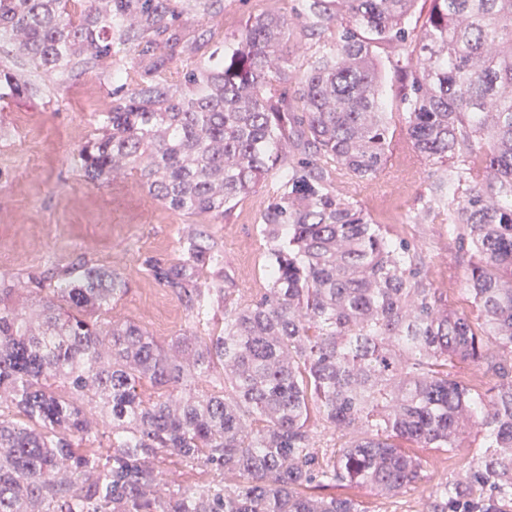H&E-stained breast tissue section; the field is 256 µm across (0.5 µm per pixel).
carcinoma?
Segmentation results:
<instances>
[{
	"label": "carcinoma",
	"instance_id": "obj_1",
	"mask_svg": "<svg viewBox=\"0 0 512 512\" xmlns=\"http://www.w3.org/2000/svg\"><path fill=\"white\" fill-rule=\"evenodd\" d=\"M218 0H0V42L39 77L112 68V106L78 150L87 181L135 177L165 207L222 217L252 192L295 141L302 158L262 216L265 291L224 300L218 335L164 345L129 321L103 318L128 282L79 262L63 284L0 276V512H364L340 484L376 495L421 480L404 448L467 449L466 474L438 485L427 512H512V0H304L307 36L330 35L307 60L293 98L288 18H250L219 58L181 38L182 13ZM413 49L394 67L406 135L421 157L452 162L423 211L445 216L469 257L472 312L448 307L418 249L389 236L331 190L343 171L371 181L389 124L374 48ZM34 84L0 67V100ZM218 262L199 233L153 277L204 313L199 280ZM471 363L497 379L487 394L458 380ZM219 371L220 390L185 392ZM62 380L65 398L53 389ZM147 382L161 390L144 397ZM343 440L325 458L310 408ZM108 421L106 453L80 452ZM180 456L215 479L156 495L148 460ZM237 475L229 484L226 474Z\"/></svg>",
	"mask_w": 512,
	"mask_h": 512
}]
</instances>
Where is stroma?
Segmentation results:
<instances>
[{
  "mask_svg": "<svg viewBox=\"0 0 512 512\" xmlns=\"http://www.w3.org/2000/svg\"><path fill=\"white\" fill-rule=\"evenodd\" d=\"M267 12L292 21L289 70L293 79H300L307 59L319 49L305 32L300 0H217L209 14L186 15L183 40L205 53L220 51L239 38L249 17ZM376 54L391 114L386 160L376 179L358 182L342 176L338 190L374 223L386 225L392 237L415 242L429 280L447 294L449 307L471 312L462 289L465 266L447 222L421 219L441 167L417 157L408 142L391 70L397 49L380 48ZM112 88L107 71L93 69L40 82L33 95L0 101V273L22 281L30 274L48 275L86 261L111 269L129 283L128 293L112 304V319L134 322L163 343L191 332L207 335L221 327L223 309L209 303L202 319L193 320L185 298L155 280L147 263L178 261L185 238L201 232L220 256L205 272L207 287L229 289L236 299L254 298L267 286V244L259 224L272 199L285 190L283 172L274 168L219 218L170 210L130 176L93 185L72 155L110 108ZM416 454L423 463L422 479L394 497L360 492L366 512H424L436 486L468 467L463 451L420 448ZM154 466L163 496L204 485L213 477L209 470L170 455L158 456Z\"/></svg>",
  "mask_w": 512,
  "mask_h": 512,
  "instance_id": "35a3bbf8",
  "label": "stroma"
}]
</instances>
